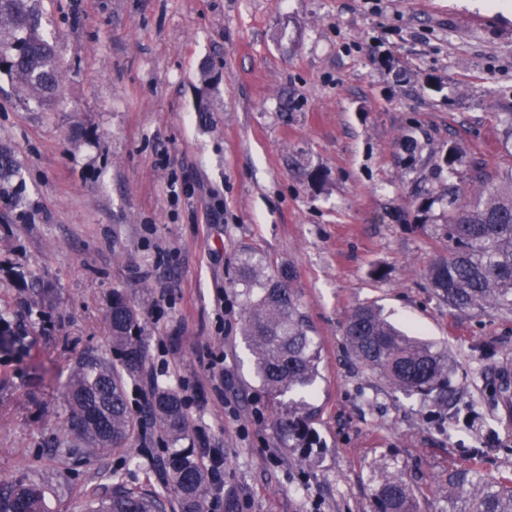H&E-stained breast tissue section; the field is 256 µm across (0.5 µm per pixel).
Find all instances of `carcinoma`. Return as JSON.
I'll use <instances>...</instances> for the list:
<instances>
[{
	"instance_id": "cac0c4a2",
	"label": "carcinoma",
	"mask_w": 512,
	"mask_h": 512,
	"mask_svg": "<svg viewBox=\"0 0 512 512\" xmlns=\"http://www.w3.org/2000/svg\"><path fill=\"white\" fill-rule=\"evenodd\" d=\"M7 75L25 96L50 100L60 83L55 46L44 36L32 0H0V74ZM472 169L480 190L466 202L448 181L442 191L424 197L419 211L446 202L443 223L436 225L448 242V255L429 264L427 276L448 306L512 312V170L489 178L483 164ZM287 268L276 271L249 256L238 268V281L252 296L242 336L254 357V372L273 400L272 427L292 447L304 441L319 376L320 346L309 334ZM112 348L119 361L89 356L72 370L68 384L71 421L80 420L77 435L101 451L125 442L134 430L124 390L125 377L143 369L144 343L138 334L137 311L121 296L109 315ZM346 343L356 362L409 394L448 406L452 390L446 351L400 331L371 306L353 310L345 325ZM173 442L185 438L181 400L170 387H157L148 407ZM166 490L179 512H207L208 482L201 462L190 451L173 448L163 461ZM448 490L456 512H512V478H486L476 468L448 473ZM0 512H46L41 488L33 483L0 484ZM88 512H165L158 492L117 488L91 501ZM374 512H417L410 485L401 473H384L374 494Z\"/></svg>"
}]
</instances>
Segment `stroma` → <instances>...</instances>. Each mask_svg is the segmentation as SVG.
<instances>
[{"label":"stroma","instance_id":"1","mask_svg":"<svg viewBox=\"0 0 512 512\" xmlns=\"http://www.w3.org/2000/svg\"><path fill=\"white\" fill-rule=\"evenodd\" d=\"M64 81L48 103L0 77V483L87 512L113 486L160 490L171 440L141 416L148 379L186 388L195 456L224 454L223 512H373L403 471L419 512H448V474L512 476V313L458 311L426 267L448 245L433 165L512 166V0H37ZM207 111H198L199 102ZM419 146L403 160V140ZM295 276L321 345L309 448L271 426L241 333L248 255ZM140 314L135 428L97 453L70 432L67 381L114 360L113 293ZM447 350V412L389 387L346 345L352 310ZM223 358L224 373L209 364Z\"/></svg>","mask_w":512,"mask_h":512}]
</instances>
